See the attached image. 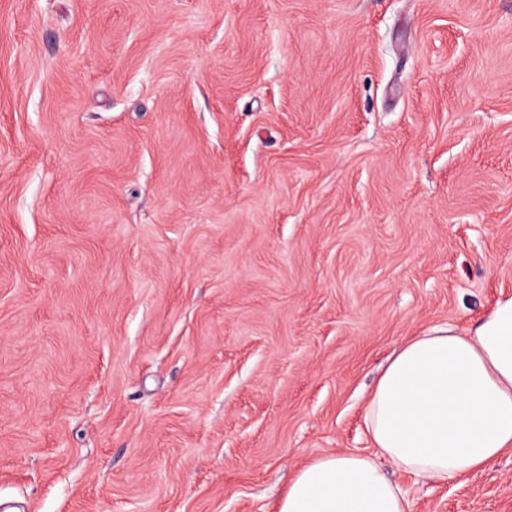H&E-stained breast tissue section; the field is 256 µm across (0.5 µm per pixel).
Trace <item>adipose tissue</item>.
Here are the masks:
<instances>
[{
  "instance_id": "ef3b65f1",
  "label": "adipose tissue",
  "mask_w": 512,
  "mask_h": 512,
  "mask_svg": "<svg viewBox=\"0 0 512 512\" xmlns=\"http://www.w3.org/2000/svg\"><path fill=\"white\" fill-rule=\"evenodd\" d=\"M372 453L319 456L297 470L278 512H412L381 467L445 480L512 451V297L468 333L433 326L408 338L365 407Z\"/></svg>"
}]
</instances>
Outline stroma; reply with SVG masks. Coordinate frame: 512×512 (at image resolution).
Instances as JSON below:
<instances>
[{
    "instance_id": "1",
    "label": "stroma",
    "mask_w": 512,
    "mask_h": 512,
    "mask_svg": "<svg viewBox=\"0 0 512 512\" xmlns=\"http://www.w3.org/2000/svg\"><path fill=\"white\" fill-rule=\"evenodd\" d=\"M508 295L512 0H0L8 512H276Z\"/></svg>"
}]
</instances>
